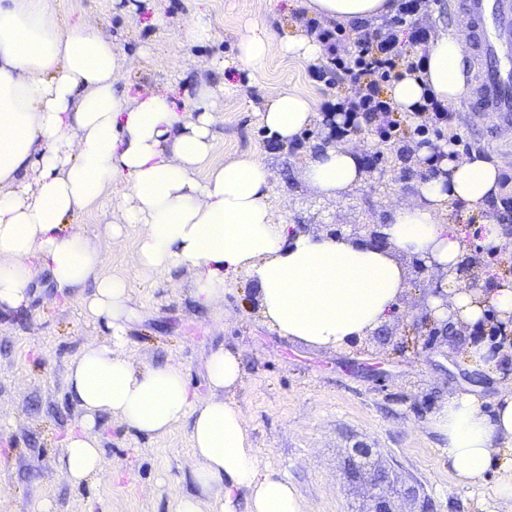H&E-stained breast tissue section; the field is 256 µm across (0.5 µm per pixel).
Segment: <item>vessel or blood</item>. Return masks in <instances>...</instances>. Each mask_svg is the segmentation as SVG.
<instances>
[{
  "mask_svg": "<svg viewBox=\"0 0 512 512\" xmlns=\"http://www.w3.org/2000/svg\"><path fill=\"white\" fill-rule=\"evenodd\" d=\"M467 24L463 36L471 49L467 91L468 112L495 116L512 124V0H457Z\"/></svg>",
  "mask_w": 512,
  "mask_h": 512,
  "instance_id": "1",
  "label": "vessel or blood"
}]
</instances>
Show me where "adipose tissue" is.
Returning a JSON list of instances; mask_svg holds the SVG:
<instances>
[{
  "label": "adipose tissue",
  "mask_w": 512,
  "mask_h": 512,
  "mask_svg": "<svg viewBox=\"0 0 512 512\" xmlns=\"http://www.w3.org/2000/svg\"><path fill=\"white\" fill-rule=\"evenodd\" d=\"M310 16L344 23L391 14L394 0H302ZM289 54L309 61L323 47L304 30L279 38L252 26L239 41L241 62ZM467 47L437 31L422 67L395 80L389 96L397 111L417 112L424 97L448 105L464 92ZM128 59L94 25L62 30L54 0H0V309L27 306L41 273L56 288L81 289L86 318L110 334L91 338L71 362L69 392L85 416L66 440L61 459L73 484L102 475L97 416L121 417L131 428L161 435L189 425L195 493L182 495L176 512H304L287 477L261 469L242 410L225 392L243 373L240 353L212 350L205 360L210 389L192 390L175 362L141 367L119 353L131 319L135 277L191 265L195 295L213 307L224 285L243 273L260 294L267 324L280 335L317 347H338L391 322L406 287L402 251L425 259L446 276L442 295L427 305L438 324L457 329L495 309L512 321V280L488 291L456 288L449 272L464 253V236L439 217L451 207L477 213L500 193V167L478 154L453 157L442 147L437 175L421 180L415 202L394 209L386 232L392 250L347 238L291 231L271 193L274 173L265 158L245 154L212 165L217 117L210 89L199 85L196 109L176 111L162 93L130 95ZM316 112L310 98L288 89L268 99L259 120L268 137L289 144ZM359 150L336 145L310 154L297 179L329 199L363 179ZM125 178L116 204L124 225L140 227L134 276L101 273L100 252L64 219L93 208ZM430 429L446 440L448 466L464 486L495 481V512H512V384L502 388L492 412L475 395L458 393L433 413ZM244 506H237V498Z\"/></svg>",
  "instance_id": "1"
}]
</instances>
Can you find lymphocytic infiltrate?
I'll return each mask as SVG.
<instances>
[{
  "instance_id": "obj_1",
  "label": "lymphocytic infiltrate",
  "mask_w": 512,
  "mask_h": 512,
  "mask_svg": "<svg viewBox=\"0 0 512 512\" xmlns=\"http://www.w3.org/2000/svg\"><path fill=\"white\" fill-rule=\"evenodd\" d=\"M420 7L421 0H397L393 16L377 24L362 23L348 59L337 53V43L344 35L341 28L319 31L318 36L330 55V73L337 81H348L356 88L353 96L344 97L336 104L337 111L345 116V125L353 127L361 120L375 123L376 133L384 142L402 134V120L383 94L389 82L403 73L418 70L422 64L421 59L399 48V36L403 33L411 44L427 41L428 33L417 19Z\"/></svg>"
}]
</instances>
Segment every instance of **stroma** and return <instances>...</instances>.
Instances as JSON below:
<instances>
[{
  "instance_id": "stroma-1",
  "label": "stroma",
  "mask_w": 512,
  "mask_h": 512,
  "mask_svg": "<svg viewBox=\"0 0 512 512\" xmlns=\"http://www.w3.org/2000/svg\"><path fill=\"white\" fill-rule=\"evenodd\" d=\"M54 0L64 30L95 19L101 32L131 61L127 80L133 91L163 92L177 111L190 112L187 92L203 82L217 115L214 163L241 155L262 154L275 174L272 202L285 223L307 225L326 234L339 225L352 235L364 224H382L397 204L415 199L426 174L418 155L420 138L405 134L381 142L370 124L345 132L324 125L336 92L318 70L327 58L308 61L290 55L255 65L237 64L240 35L252 24L276 36L302 24L298 0ZM205 13L211 37L196 42L183 37L189 18ZM308 96L318 116L296 145L271 142L258 111L281 88ZM465 143L456 156L474 151L500 163L512 176V128L491 117L459 111L450 126ZM354 144L364 155L382 152L376 171L340 199L330 200L297 180L295 172L311 150ZM512 229V213L490 208L487 215L453 210L451 223L465 225L466 255L479 258L480 287L512 274L482 245L484 218ZM113 206L69 218L70 231L82 233L100 250L102 274L122 276L137 264L138 229L126 227L121 245H113L111 225L121 223ZM407 287L399 312L384 335H368L337 348H317L278 335L262 316L258 289L247 276L226 284L224 303L207 308L192 295L187 266L137 280L131 292L134 317L127 330L125 355L140 366L178 362L190 386L207 394L205 360L211 350H237L244 376L228 397L244 412L261 465L286 475L302 500L304 512H365V480L374 466L393 470V492L402 512L410 504L404 488L418 484L429 512H481L480 497L458 486L448 470L443 441L427 422L448 396L470 389L493 406L506 380L512 379V335L497 337L492 364L471 368L469 327L455 337L428 339L414 319L426 293L439 280L419 269L413 256L398 251ZM105 326L87 320L77 291L47 287L34 291L25 312L0 310V512H175L178 498L191 492L189 427L175 424L150 437L120 417L99 418L105 467L122 465L121 478H93L78 486L62 476L60 460L68 435L82 412L67 389L68 366L87 337H105ZM363 442L376 448L374 466L363 479L344 477L349 448Z\"/></svg>"
}]
</instances>
